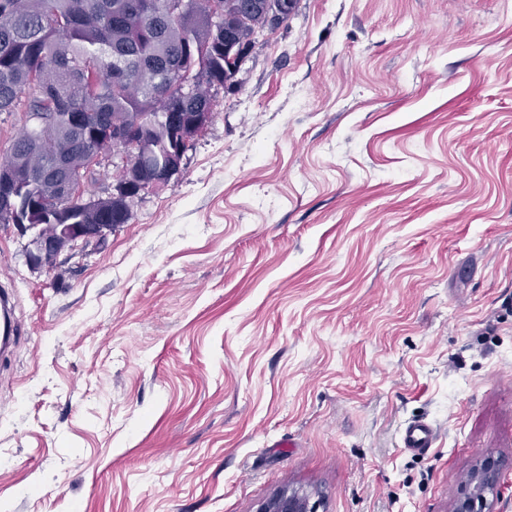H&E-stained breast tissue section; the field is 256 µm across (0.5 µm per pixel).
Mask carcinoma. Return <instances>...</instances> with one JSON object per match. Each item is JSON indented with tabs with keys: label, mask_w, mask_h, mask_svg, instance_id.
<instances>
[{
	"label": "carcinoma",
	"mask_w": 512,
	"mask_h": 512,
	"mask_svg": "<svg viewBox=\"0 0 512 512\" xmlns=\"http://www.w3.org/2000/svg\"><path fill=\"white\" fill-rule=\"evenodd\" d=\"M274 2L288 21L298 0H224V27L214 24L209 0H190L177 18L150 28L155 0H0V112L42 116L44 144L34 157L38 167L55 166L66 143L73 158L81 155L68 113H83L88 130L115 122L133 126L151 122L170 105L158 86H177L181 56L207 61V83L233 78L224 41L230 38L246 56L264 34L263 13ZM180 111L212 110L204 96L176 102ZM22 204L49 213L37 180L15 188Z\"/></svg>",
	"instance_id": "carcinoma-1"
}]
</instances>
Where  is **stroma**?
Segmentation results:
<instances>
[{"mask_svg": "<svg viewBox=\"0 0 512 512\" xmlns=\"http://www.w3.org/2000/svg\"><path fill=\"white\" fill-rule=\"evenodd\" d=\"M236 80L100 246L0 224V512H512V0H299ZM436 437L434 426L423 419L408 421L400 433V448L415 454H424L432 448ZM500 467L498 462L485 458L471 472L463 497L457 502L455 512H492L493 499L500 484ZM309 500L297 493H280L263 505L260 512H314Z\"/></svg>", "mask_w": 512, "mask_h": 512, "instance_id": "1", "label": "stroma"}]
</instances>
